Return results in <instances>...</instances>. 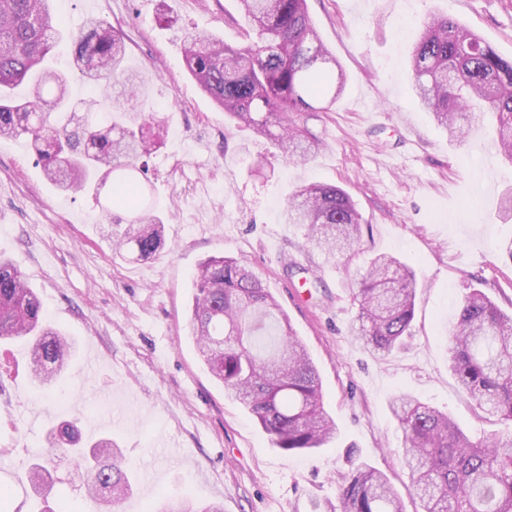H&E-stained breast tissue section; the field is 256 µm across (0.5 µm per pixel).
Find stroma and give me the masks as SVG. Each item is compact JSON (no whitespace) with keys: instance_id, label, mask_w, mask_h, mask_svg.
<instances>
[{"instance_id":"stroma-1","label":"stroma","mask_w":512,"mask_h":512,"mask_svg":"<svg viewBox=\"0 0 512 512\" xmlns=\"http://www.w3.org/2000/svg\"><path fill=\"white\" fill-rule=\"evenodd\" d=\"M308 9L346 82L331 111L298 114L325 147L296 162L234 127L187 70L189 36L245 45L237 0L59 6L57 69L71 59L68 34L94 17L120 31L125 68L146 79L124 108L156 116L148 177L166 246L142 262L114 254L95 199L59 191L25 139L0 138V254L75 343L59 383L44 390L31 381L26 345L0 342V512H87L81 471L45 452L51 427L69 420L85 441L109 437L122 449L133 491L116 512H147L167 494L215 500L224 512H332L352 455L403 493L408 475L393 454L401 432L390 411L402 392L447 412L471 439L512 435V425L461 395L447 343L472 290L512 313V258L498 249L512 239V217L500 210L512 165L486 113L465 120L464 142L449 141L414 101L409 68L424 22L440 12L511 58L512 0H308ZM314 182L355 200L362 236L350 253L327 257L284 222L288 196ZM380 253L408 264L417 282L411 334L388 356L350 334L354 292ZM221 256L262 278L312 355L338 427L319 453L274 448L198 356L188 329L192 279ZM35 462L50 471L49 488L30 482Z\"/></svg>"}]
</instances>
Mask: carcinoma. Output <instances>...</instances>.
Listing matches in <instances>:
<instances>
[{
    "instance_id": "carcinoma-1",
    "label": "carcinoma",
    "mask_w": 512,
    "mask_h": 512,
    "mask_svg": "<svg viewBox=\"0 0 512 512\" xmlns=\"http://www.w3.org/2000/svg\"><path fill=\"white\" fill-rule=\"evenodd\" d=\"M53 0H0V137L26 138L47 179L65 191L101 196L112 223L103 237L132 260H147L164 245L157 204L139 175L153 143L149 119L108 106L104 125L72 110L66 76L47 67L62 32L53 25ZM249 23L248 44L233 48L193 36L186 64L200 87L236 124L266 137L279 152L306 160L319 138L298 125L295 112H329L342 93L343 73L324 68L329 52L310 19L306 0H238ZM75 66L86 81L119 84L133 95L141 76L122 67L116 30L85 21L71 37ZM414 91L435 121L460 141V109L491 113L502 153L512 161V59L500 57L478 34L444 14H432L411 52ZM30 92L16 98L23 81ZM287 224L304 227L309 244L334 257L355 248L362 215L351 195L328 184L299 190L283 209ZM416 279L393 256L380 254L363 273L351 333L372 353L388 356L404 345L414 318ZM190 336L211 375L245 406L273 447L306 454L337 437L323 404L311 354L262 279L232 257L210 258L193 277ZM0 339L29 344L34 379L52 386L70 356V343L47 320L24 274L0 257ZM448 369L464 397L483 413L512 424V315L474 289L460 302L448 336ZM402 432L398 455L409 472L408 496L418 512H512V438L471 440L440 410L409 394L390 402ZM49 448L69 453L84 469L89 493L112 508L131 490L124 456L112 439L85 444L76 423L51 430ZM151 512H224L220 504L166 499ZM336 512H405L380 470L354 459L341 475Z\"/></svg>"
}]
</instances>
